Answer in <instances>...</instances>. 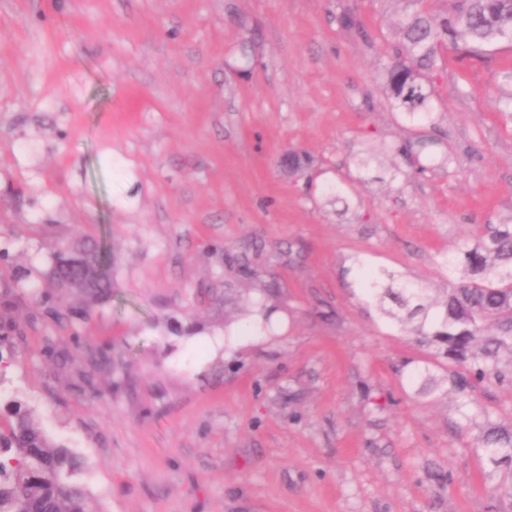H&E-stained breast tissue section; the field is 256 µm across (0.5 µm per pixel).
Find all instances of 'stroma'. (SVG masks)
Returning a JSON list of instances; mask_svg holds the SVG:
<instances>
[{
	"label": "stroma",
	"mask_w": 512,
	"mask_h": 512,
	"mask_svg": "<svg viewBox=\"0 0 512 512\" xmlns=\"http://www.w3.org/2000/svg\"><path fill=\"white\" fill-rule=\"evenodd\" d=\"M402 8L0 0V418L20 402L84 457L89 512H512V462L481 446L512 383L460 413L457 366L359 287V258L444 287L436 253L512 218V45L432 76L408 163L382 80ZM86 238L103 302L48 278Z\"/></svg>",
	"instance_id": "stroma-1"
}]
</instances>
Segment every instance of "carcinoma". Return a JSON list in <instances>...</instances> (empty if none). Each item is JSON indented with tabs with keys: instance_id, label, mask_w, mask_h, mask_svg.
<instances>
[{
	"instance_id": "1",
	"label": "carcinoma",
	"mask_w": 512,
	"mask_h": 512,
	"mask_svg": "<svg viewBox=\"0 0 512 512\" xmlns=\"http://www.w3.org/2000/svg\"><path fill=\"white\" fill-rule=\"evenodd\" d=\"M413 8L398 26V45L384 67L386 103L414 126H433L435 112L428 75L446 63L482 57L499 43L512 44V0H442L436 11ZM342 28L367 38L353 11L338 18ZM435 264L447 276L439 302L419 282L399 280L395 299L406 307L396 319L402 330L446 361L464 365L468 374L452 378V390L465 402L470 389L486 380H502L499 357H512V219L488 226L473 244L440 251ZM50 277L62 291L78 290L97 301L111 296L112 278L101 242L61 246ZM361 288L381 299L385 269L360 264ZM488 454L512 460V427L488 429ZM84 462L75 451L53 440L19 404L10 406L0 428V512H87V490L80 481Z\"/></svg>"
}]
</instances>
